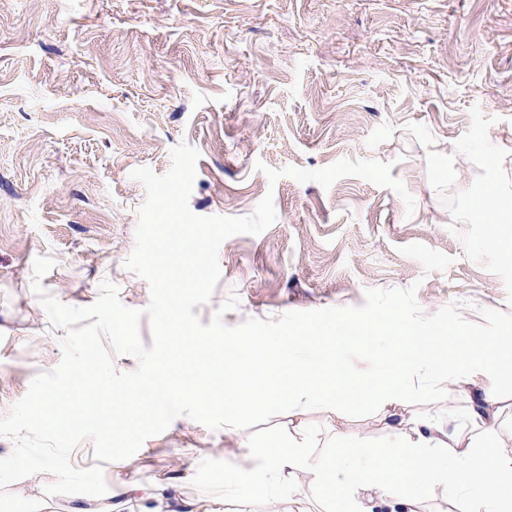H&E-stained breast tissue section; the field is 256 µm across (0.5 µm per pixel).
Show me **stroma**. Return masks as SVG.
I'll return each instance as SVG.
<instances>
[{
  "label": "stroma",
  "mask_w": 512,
  "mask_h": 512,
  "mask_svg": "<svg viewBox=\"0 0 512 512\" xmlns=\"http://www.w3.org/2000/svg\"><path fill=\"white\" fill-rule=\"evenodd\" d=\"M182 142L200 153L194 214L246 216L268 194L277 214L222 243L202 323L233 295L224 321L237 326L413 284L428 314L453 301L475 322L482 308L512 313V223L471 215L489 186L512 197V0H0V418L62 357L65 332L32 291L35 258L55 260L42 284L64 304H93L107 280L126 307L148 305L124 266L146 200L131 173L166 174ZM343 158L392 163L414 211L356 177L272 184L255 169ZM469 380L406 410L456 426L484 375ZM347 434L382 443L375 402L246 430L180 416L104 474L125 491L122 512L171 481L195 512H271L279 490L256 487L258 452L298 441L327 460ZM52 480L9 491L74 512L84 495L45 496Z\"/></svg>",
  "instance_id": "stroma-1"
}]
</instances>
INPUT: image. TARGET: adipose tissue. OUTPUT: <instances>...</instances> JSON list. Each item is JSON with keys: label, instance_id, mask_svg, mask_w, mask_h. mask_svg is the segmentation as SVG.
Masks as SVG:
<instances>
[{"label": "adipose tissue", "instance_id": "obj_1", "mask_svg": "<svg viewBox=\"0 0 512 512\" xmlns=\"http://www.w3.org/2000/svg\"><path fill=\"white\" fill-rule=\"evenodd\" d=\"M374 326L383 334L405 337L406 343L400 351L386 352L384 370L358 383L352 394L331 393L320 385L324 365L306 354L305 337H294L285 350L266 336L226 346V413L290 398L300 407L328 413L338 412L353 397L375 398L383 410L384 447L356 437L353 453L315 464L298 447L268 448L259 456L261 470L275 478L310 474L313 486L335 500L341 512H356L359 497L370 491L381 502L413 510L436 482L448 486L455 512H512V455L500 452L492 438L499 413L493 380H486L482 397L468 412L471 438L449 429L436 415L407 418L402 404L407 384L419 370L444 362L448 346L390 316Z\"/></svg>", "mask_w": 512, "mask_h": 512}]
</instances>
